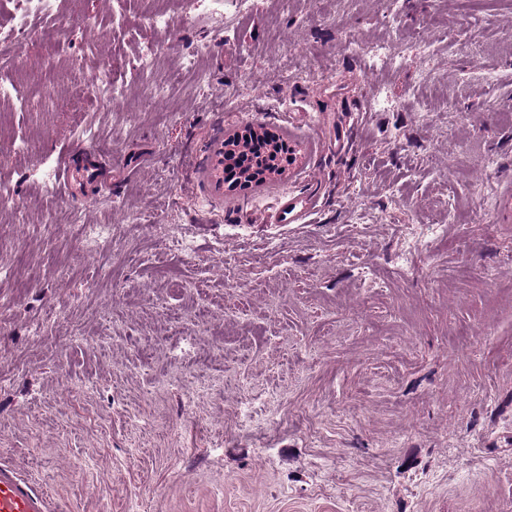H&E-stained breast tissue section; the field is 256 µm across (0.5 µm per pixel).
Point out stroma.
<instances>
[{"instance_id": "obj_1", "label": "stroma", "mask_w": 512, "mask_h": 512, "mask_svg": "<svg viewBox=\"0 0 512 512\" xmlns=\"http://www.w3.org/2000/svg\"><path fill=\"white\" fill-rule=\"evenodd\" d=\"M53 5L0 71L53 77L0 95V462L67 512H512V0ZM260 127L293 163L216 199L206 143ZM43 85L41 80H32L26 84L21 82L11 84V89L18 97L19 101L23 102L26 106L27 103H37L42 100L43 97L45 98V86ZM317 200L316 194L295 195L288 192L278 199L271 212L272 217L277 224H302L314 212Z\"/></svg>"}]
</instances>
